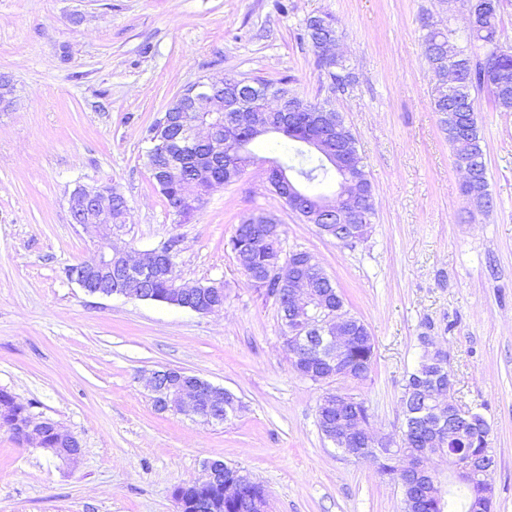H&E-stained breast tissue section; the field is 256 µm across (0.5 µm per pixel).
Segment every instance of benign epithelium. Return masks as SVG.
<instances>
[{"mask_svg": "<svg viewBox=\"0 0 512 512\" xmlns=\"http://www.w3.org/2000/svg\"><path fill=\"white\" fill-rule=\"evenodd\" d=\"M340 42L331 39L323 42L317 48L319 61L326 70L336 67V57L341 55ZM239 83L237 79L224 81L200 80L179 92L175 96L180 104L181 116L177 120V132H172L169 112H164L159 119L160 125L155 130V136L150 138L152 152L171 156L172 147L179 143L189 146L203 143L208 146L212 157H220L226 153L243 154L232 136L224 130V102L216 96L219 87L233 86ZM274 112L281 113L282 126L294 120L298 112H306L309 126L306 145L319 152L334 168L339 169L349 162V154L344 148L345 130L336 126L332 134L336 136V145L325 142L323 131L326 129V112L316 103L305 100L295 101L288 97L275 100ZM255 110L249 104H243L238 109L237 124L249 128L253 138L270 134L268 122L254 120ZM268 182L275 194L289 202L295 197H308L316 204V208L328 214L339 212L340 202L347 197L352 203L348 218L359 223L368 222L373 203L371 187L357 186L353 183L338 182L330 193L308 196L303 186L293 182L282 168H268ZM224 183L222 176L208 174L204 180L203 193L185 195L178 205L179 210L194 207L202 194H206L214 186ZM117 192L110 187L92 184H79L73 192L70 208L74 223L84 229L104 230L95 254L83 264V271L76 279V284L85 293L102 297L120 295L142 301L151 300V294L142 284L158 276L168 274L175 266L172 251L165 250L159 245L145 251L139 257L129 254L126 244L112 239V199ZM322 273L321 265L315 256L307 251H291L285 259H276L268 271V277L276 278L286 285L288 295V321L291 325L288 332L282 336L284 346L293 357L295 370L305 379L317 384L327 385L321 397L318 408V423L321 432L327 439L351 444L346 457L355 461L372 460L381 462L389 442L370 426V421L362 420L355 413L359 398L340 389H332L330 385L342 381H351L347 353L353 342L366 335L362 325L341 306H328L319 303L314 293L312 282L314 276ZM135 281L141 284L139 288H127L124 283ZM210 301H187L186 308L198 314H213L223 310L224 284L212 281L207 285ZM426 345L432 347L429 351L442 374V383L434 387L423 388V396L430 408L432 421L439 425L443 422L442 409L449 408L460 420L472 418L475 412L471 408H463L452 400L453 390L451 374L447 369V355L435 347L432 340ZM148 385L153 394L152 401L155 409L165 412L191 413L201 417L208 423H222L237 415L235 407L225 402L224 388L215 386L197 375L170 367H163L151 372ZM21 442L32 447L44 448L45 430L54 429L61 447L52 452L68 464L78 462L79 453L71 451L69 445L76 442L75 436L59 423L44 418L35 421L26 417L21 423ZM427 452L421 450L414 453H399L395 461L406 474L408 482L400 484L401 490L409 485L421 483L430 501H438L445 491L437 476L424 467L423 460ZM494 455L489 448V435H483L482 451L479 455L452 465L455 480L470 487L475 485L476 474L481 469L493 468ZM227 465L221 458H212L204 463L206 479L200 482L202 486L224 487V499L240 503L247 502L250 512H263L264 501L247 499L246 489L253 483L250 474L236 470L235 479L224 481V469Z\"/></svg>", "mask_w": 512, "mask_h": 512, "instance_id": "obj_1", "label": "benign epithelium"}]
</instances>
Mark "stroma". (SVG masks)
<instances>
[{"label": "stroma", "instance_id": "obj_1", "mask_svg": "<svg viewBox=\"0 0 512 512\" xmlns=\"http://www.w3.org/2000/svg\"><path fill=\"white\" fill-rule=\"evenodd\" d=\"M332 14L353 74L332 93L305 33ZM464 36L460 0H0V390L80 441L68 465L0 428V512H178V485L213 457L267 492L265 512H402L376 464L345 458L317 423L324 392L292 367L277 305L250 288L225 243L249 214L274 213L284 251L313 254L367 326V380L344 383L371 424L395 437L405 379L423 338L446 351L455 398L491 428L493 512H512V112L475 101L489 213L470 216L433 110L423 20ZM290 80L330 100L356 138L375 203L368 239L350 248L304 223L272 190L276 135L257 160L175 223L145 156L148 127L201 79ZM127 202L119 234L138 253L178 238L180 281L223 282L221 312L85 294L65 276L93 234L73 224L76 183ZM182 368L223 386L245 409L207 424L157 411L143 376Z\"/></svg>", "mask_w": 512, "mask_h": 512}]
</instances>
